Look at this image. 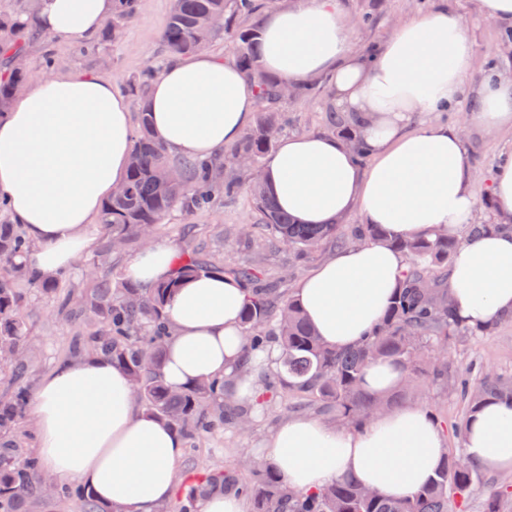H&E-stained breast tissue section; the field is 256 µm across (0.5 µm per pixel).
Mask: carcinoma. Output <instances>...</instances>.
I'll return each mask as SVG.
<instances>
[{
	"mask_svg": "<svg viewBox=\"0 0 512 512\" xmlns=\"http://www.w3.org/2000/svg\"><path fill=\"white\" fill-rule=\"evenodd\" d=\"M139 0H114L112 19L101 33V44L116 40L125 21L138 11ZM254 10L253 0H172L164 42L173 54L197 50V36L209 39L227 34L237 64L256 81L259 116L241 140L224 157L214 161L174 159L155 138L147 118L149 86L158 71L149 67L130 83L138 109V125L125 192L107 200L100 212L102 246L84 270L82 291L58 298V308L71 321L92 316L96 329L83 340L90 352L112 360L132 381L144 409L164 420L181 437L193 440L204 433L233 425L251 427L252 413L237 404L232 384L223 379L201 381L180 390L164 380V347L172 334L166 306L187 277L231 274L247 290L241 327L247 354L243 365L259 363L258 353L271 346L280 350L273 375L264 377L256 395L265 410L279 389L308 393L317 408L348 428L359 430L379 410L398 405L399 395L376 397L365 391L362 380L368 367L379 360L398 364L404 389L451 383L467 401L469 412L498 399H512V378L490 372L476 385L470 369L448 373L446 355L458 340L489 336L498 322L472 327L448 303L444 288L448 267L459 240L448 236L404 239L391 244L407 258L399 288L389 307L368 336L358 344L337 349L324 344L296 300L276 288L260 284L262 272L243 263L231 271L211 258L205 247L176 255L177 277L145 290L132 280L112 287V255L133 240L144 242L170 214L181 209L189 215L213 208L220 197L233 198L245 190L251 197L256 220L266 234L288 246L295 258L326 241L338 246L347 238L339 224H298L279 210L254 167L270 151L276 135L288 127V114L279 80L260 66L261 44L257 28L236 26L239 15ZM32 11L0 30L21 33L32 27ZM26 72L10 69L0 77V107L6 108ZM362 119L339 112L327 115V126L346 140L358 138ZM492 230L512 231V224H470L467 234L479 237ZM386 236L378 224H359L353 239L362 244ZM31 245L17 224L0 223V373H10L14 395L0 398V512H29L34 500L73 499L79 512H114L86 487L58 485L54 495L43 494L38 461L25 456L19 441L26 413L27 394L20 382L32 369L36 349L29 345L21 313V288L27 286L50 297L57 295L62 277L42 278L24 261ZM478 488L485 491L482 512H505L504 494L483 471L466 460L460 448L446 456L434 479L404 499H391L367 491L354 477L346 476L321 489L301 492L288 487L281 475L253 463L251 479L239 480L231 471L214 470L199 477L178 502V512H194L196 502L216 492H236L251 499L254 512H462Z\"/></svg>",
	"mask_w": 512,
	"mask_h": 512,
	"instance_id": "1",
	"label": "carcinoma"
}]
</instances>
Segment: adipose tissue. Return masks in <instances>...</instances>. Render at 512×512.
I'll use <instances>...</instances> for the list:
<instances>
[{
	"instance_id": "ef3b65f1",
	"label": "adipose tissue",
	"mask_w": 512,
	"mask_h": 512,
	"mask_svg": "<svg viewBox=\"0 0 512 512\" xmlns=\"http://www.w3.org/2000/svg\"><path fill=\"white\" fill-rule=\"evenodd\" d=\"M113 0H41L38 26L67 39L93 38ZM357 24L342 0H289L273 6L259 32L263 68L298 86L325 77L336 111L364 117L358 163L338 135L280 139L263 175L277 206L303 224H336L352 211L386 236L336 252L295 288L321 340L342 348L379 322L406 268L390 238L434 229L459 239L448 271L458 315L481 326L512 316V151L490 185L498 232L466 234L479 210L473 174L456 127L428 115L468 102L466 122L487 134L512 127V69L472 77L474 43L464 20L435 8L398 21L375 56L355 44ZM253 81L213 53L174 55L148 97L151 126L173 156H223L249 126ZM134 129L125 97L90 73L50 71L16 93L0 113V197L34 247L26 261L42 276L67 272L93 246L92 226L125 179ZM160 236L126 275L154 287L174 272ZM246 293L221 275L184 282L168 306L176 333L163 374L180 388L234 373L243 353ZM41 472L90 488L116 512H159L170 499L183 455L180 437L142 410L129 377L107 357L61 364L31 395ZM464 455L489 472L512 470V401L500 400L463 423ZM447 438L423 407L405 405L354 431L308 417L285 420L263 443V460L290 488L324 487L346 474L381 495L403 498L433 479Z\"/></svg>"
}]
</instances>
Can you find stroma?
<instances>
[{
	"instance_id": "1",
	"label": "stroma",
	"mask_w": 512,
	"mask_h": 512,
	"mask_svg": "<svg viewBox=\"0 0 512 512\" xmlns=\"http://www.w3.org/2000/svg\"><path fill=\"white\" fill-rule=\"evenodd\" d=\"M440 5L462 15L475 43V75H482L492 64L512 67V45L504 46L502 28L479 14L474 0H345L347 10L354 17L368 14L373 18L371 25L361 27L359 31L358 44L364 48L380 44L397 20L412 12H425ZM170 6L171 0H141L138 14L124 24L119 38L103 48L94 41L79 43L38 34L24 43L26 68L31 73L45 71L47 59L52 58L61 69L95 74L112 81L120 92H127L128 80L137 76L146 65L161 68L169 60L170 53L162 33ZM281 108L288 114L289 133L323 132L327 129L326 114L332 108L331 95L325 91L315 98H291L284 101ZM435 119L458 126L464 152L474 174L475 194L479 201H486L493 169L502 152L512 150V128L485 137L461 123L457 111L437 113ZM254 221L251 198L244 193L224 201L211 211L191 215L173 213L161 225L160 234L178 248L184 244L182 226L196 225L198 242L223 261L225 267L249 262L263 272L272 287L287 292L335 249L334 244L323 243L312 251L305 263L293 264L290 251L282 243L268 239L258 246L242 237L244 225ZM22 294L27 306L29 339L38 350L33 371L25 381L26 389L31 391L58 365L76 358L74 345L84 336L89 324L65 320L57 314L53 298L33 289H23ZM448 363L454 369L471 367L470 379L475 383L488 370L512 377V321L500 324L493 335L452 345L448 350ZM298 398V393L283 392L271 409L255 412V421L249 431L243 433L228 426L204 434L196 445L185 446L176 492H184L190 482L213 470L235 469L241 478H248V471L240 467L241 461L248 457L259 459L266 436L285 419L292 417L291 406ZM401 401L420 404L430 411L444 428L449 448H458L455 429L469 414L468 404L459 392L443 385H433L414 394H403Z\"/></svg>"
}]
</instances>
